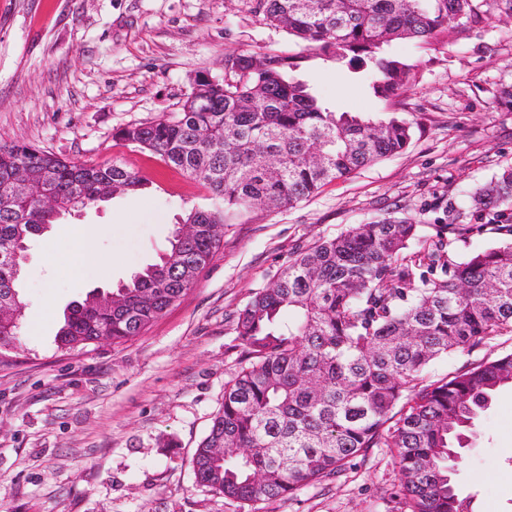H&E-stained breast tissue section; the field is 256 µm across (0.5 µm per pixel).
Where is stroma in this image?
Listing matches in <instances>:
<instances>
[{
  "label": "stroma",
  "instance_id": "obj_1",
  "mask_svg": "<svg viewBox=\"0 0 512 512\" xmlns=\"http://www.w3.org/2000/svg\"><path fill=\"white\" fill-rule=\"evenodd\" d=\"M473 3L477 19L449 38L385 45L417 73L396 106L321 58L301 74L329 106L373 119L400 112L414 126L402 152L294 207L224 225L193 288L140 336L65 352L54 341L64 308L156 262L177 214L205 202L198 183L117 130L177 112L196 73L223 76L226 55L299 46L253 0H0V141L118 159L153 182L29 242L18 340L0 353V512H238L196 485L192 456L236 369V317L253 293L297 251L372 218H408L426 234L456 219L466 227L451 238L459 259L500 240L469 193L512 166V112L498 103L512 85V11L504 0ZM80 225L107 259L85 277L69 239ZM510 351L512 335L498 336L436 362L429 377ZM455 481L475 512H512L511 388L476 422ZM399 485L394 450L374 448L261 512H405Z\"/></svg>",
  "mask_w": 512,
  "mask_h": 512
}]
</instances>
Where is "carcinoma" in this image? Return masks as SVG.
Masks as SVG:
<instances>
[{"label": "carcinoma", "mask_w": 512, "mask_h": 512, "mask_svg": "<svg viewBox=\"0 0 512 512\" xmlns=\"http://www.w3.org/2000/svg\"><path fill=\"white\" fill-rule=\"evenodd\" d=\"M270 25L303 44L225 56L179 112L134 123L119 140L147 150L208 193L209 204L177 217L189 226L170 248L112 294L96 291L68 309L58 348L81 351L106 331L112 342L139 335L190 285L221 247L217 227L255 209L291 207L336 179L402 152L413 123L363 118L326 106L297 77L310 53L371 76L393 102L416 82L413 66L383 54L396 39L430 45L474 19L472 0H256ZM275 158L270 169L262 157ZM51 169L61 203L100 201L147 188L114 160L87 164L30 145L0 144V250L55 223L35 194L12 197L9 171ZM502 232L497 245L457 261L438 229L408 219L372 220L298 252L276 280L238 313L242 351L224 401L198 443L196 483L251 512L259 504L338 477L372 448L396 450L406 512H471L454 472L475 421L494 394L512 387V352L424 383L429 367L512 334V167L472 193ZM21 276L0 265V299L19 294Z\"/></svg>", "instance_id": "carcinoma-1"}]
</instances>
